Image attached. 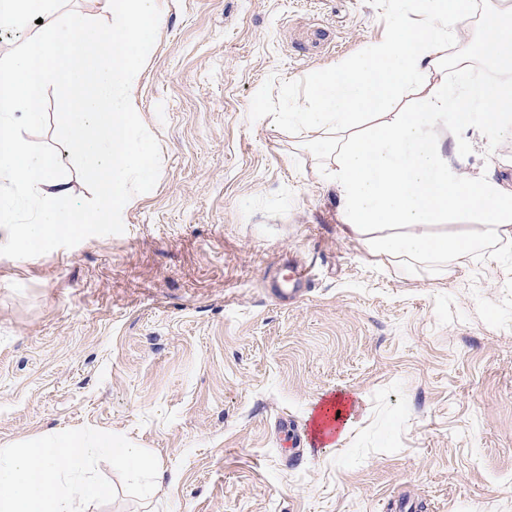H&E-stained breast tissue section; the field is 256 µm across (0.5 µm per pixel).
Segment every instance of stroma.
Listing matches in <instances>:
<instances>
[{"label": "stroma", "mask_w": 512, "mask_h": 512, "mask_svg": "<svg viewBox=\"0 0 512 512\" xmlns=\"http://www.w3.org/2000/svg\"><path fill=\"white\" fill-rule=\"evenodd\" d=\"M393 0H163L135 88L155 187L125 230L0 256V448L61 427L159 463L91 512H512V242L407 275L347 234L272 113L359 56ZM512 181V139L461 145ZM311 281L270 293L287 263ZM351 427L311 447L318 401Z\"/></svg>", "instance_id": "obj_1"}]
</instances>
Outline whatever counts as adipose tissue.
Wrapping results in <instances>:
<instances>
[{
	"label": "adipose tissue",
	"instance_id": "1",
	"mask_svg": "<svg viewBox=\"0 0 512 512\" xmlns=\"http://www.w3.org/2000/svg\"><path fill=\"white\" fill-rule=\"evenodd\" d=\"M469 23L476 39L465 47ZM473 60L495 80L468 81ZM468 98L486 108L482 129L460 110ZM446 114L453 125L423 137L422 126ZM274 122L317 149L342 223L372 253L414 269L466 266L512 241V182L460 170L462 141L480 131L512 138V0H396L382 36L315 74Z\"/></svg>",
	"mask_w": 512,
	"mask_h": 512
}]
</instances>
